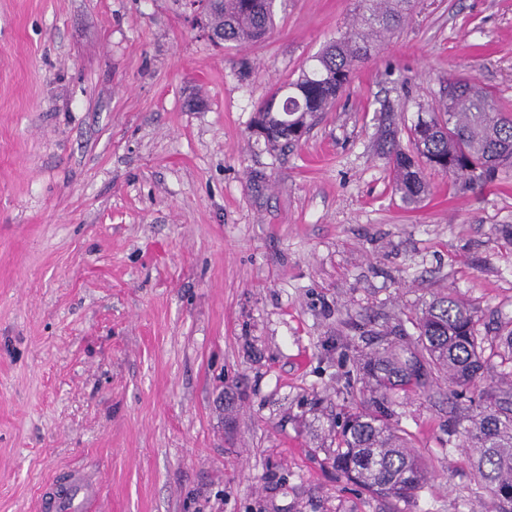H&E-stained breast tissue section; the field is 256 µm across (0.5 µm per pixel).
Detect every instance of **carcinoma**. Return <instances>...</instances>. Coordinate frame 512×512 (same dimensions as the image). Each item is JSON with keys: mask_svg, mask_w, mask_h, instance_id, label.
Here are the masks:
<instances>
[{"mask_svg": "<svg viewBox=\"0 0 512 512\" xmlns=\"http://www.w3.org/2000/svg\"><path fill=\"white\" fill-rule=\"evenodd\" d=\"M275 0H220L210 27L222 42L243 44L273 29ZM368 30L330 41L304 65L297 79L279 86L258 110L257 127L272 146L292 144L328 111L350 82L355 64L371 51L374 26L386 30L410 10L411 0H363ZM392 119L380 132V155L402 201L417 206L428 194L421 166L454 182L484 186L512 168V113L473 79L448 81V94L410 127L411 148L399 144ZM475 312L453 291L439 293L421 310L411 343L388 342L359 355L356 372L368 385L367 405L349 412L336 430V466L365 490L409 499L426 480L425 465L407 438L392 428L394 396L425 390L440 377L478 391L479 412L463 427L465 451L500 512H512V370L497 384H483L492 369L485 351L512 366V325L496 342L478 335Z\"/></svg>", "mask_w": 512, "mask_h": 512, "instance_id": "1", "label": "carcinoma"}]
</instances>
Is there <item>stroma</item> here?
<instances>
[{
	"label": "stroma",
	"instance_id": "1",
	"mask_svg": "<svg viewBox=\"0 0 512 512\" xmlns=\"http://www.w3.org/2000/svg\"><path fill=\"white\" fill-rule=\"evenodd\" d=\"M217 47L185 0H0V512L77 468L101 512H495L450 434L448 384L392 420L428 465L408 500L337 470L336 422L377 332L454 290L512 321V169L424 170L409 210L380 156L470 75L512 112V0H414L296 144L260 105L359 24L276 0Z\"/></svg>",
	"mask_w": 512,
	"mask_h": 512
}]
</instances>
